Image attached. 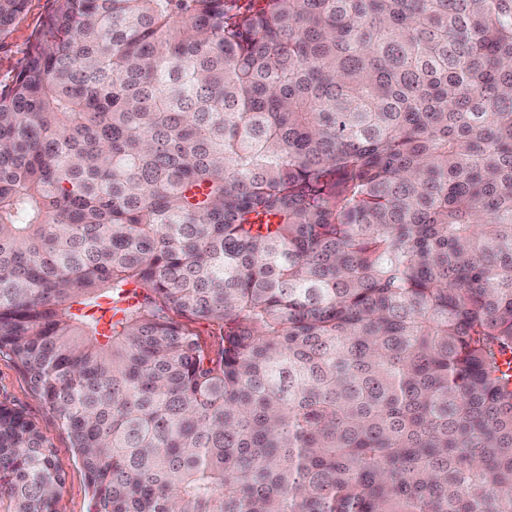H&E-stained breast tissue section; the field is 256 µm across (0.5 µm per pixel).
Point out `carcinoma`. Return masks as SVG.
Instances as JSON below:
<instances>
[{"label": "carcinoma", "mask_w": 512, "mask_h": 512, "mask_svg": "<svg viewBox=\"0 0 512 512\" xmlns=\"http://www.w3.org/2000/svg\"><path fill=\"white\" fill-rule=\"evenodd\" d=\"M0 354L94 512H512V0H55ZM62 484L1 403L0 512Z\"/></svg>", "instance_id": "1"}]
</instances>
